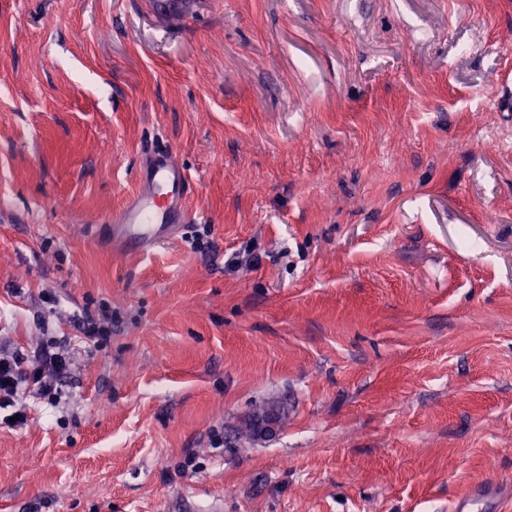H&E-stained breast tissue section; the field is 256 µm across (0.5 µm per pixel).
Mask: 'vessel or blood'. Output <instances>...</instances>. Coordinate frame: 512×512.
Masks as SVG:
<instances>
[{"label":"vessel or blood","instance_id":"b4317fda","mask_svg":"<svg viewBox=\"0 0 512 512\" xmlns=\"http://www.w3.org/2000/svg\"><path fill=\"white\" fill-rule=\"evenodd\" d=\"M191 182L171 151L146 153L137 191L112 226V247L144 251L175 236L186 221ZM450 512H512V485L478 481L460 490Z\"/></svg>","mask_w":512,"mask_h":512}]
</instances>
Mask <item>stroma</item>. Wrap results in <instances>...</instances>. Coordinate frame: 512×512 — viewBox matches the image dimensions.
<instances>
[{
  "label": "stroma",
  "instance_id": "obj_1",
  "mask_svg": "<svg viewBox=\"0 0 512 512\" xmlns=\"http://www.w3.org/2000/svg\"><path fill=\"white\" fill-rule=\"evenodd\" d=\"M153 148L194 220L114 252ZM47 334L70 373L0 425V512L512 483V0H0V351ZM73 323L86 343L102 349L112 340V311L102 306L96 313L83 308L80 315L74 316Z\"/></svg>",
  "mask_w": 512,
  "mask_h": 512
}]
</instances>
